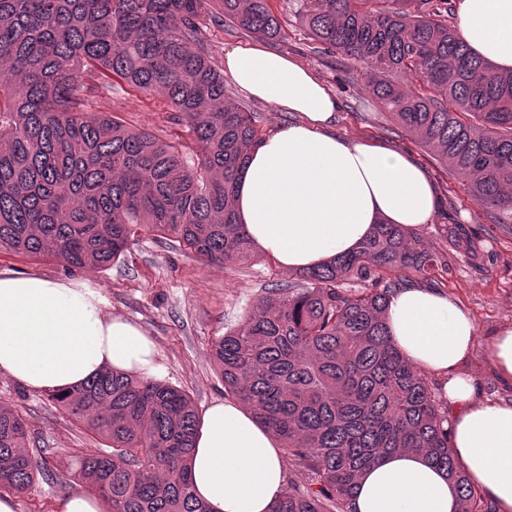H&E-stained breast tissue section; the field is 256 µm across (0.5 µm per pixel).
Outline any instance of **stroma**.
<instances>
[{
  "instance_id": "obj_1",
  "label": "stroma",
  "mask_w": 512,
  "mask_h": 512,
  "mask_svg": "<svg viewBox=\"0 0 512 512\" xmlns=\"http://www.w3.org/2000/svg\"><path fill=\"white\" fill-rule=\"evenodd\" d=\"M271 7L281 21L282 35L267 42L266 47L310 68L336 98L332 132L398 150L433 180L438 206L417 236L448 261L444 294L469 312L479 336L511 324L512 226L495 223L471 199L463 178L448 174L414 138L395 128L386 109L365 85L347 78L339 58L314 52L295 7L287 0H272ZM224 84L230 99L252 112L261 137L297 119L295 113L248 96L232 78H225ZM112 110L132 129L181 143L189 154L197 149L192 134L173 120L163 98L121 92L113 96ZM81 275L101 288L113 314L138 324L152 338L166 368L165 382L186 390L199 411L224 397V387L210 359L212 340L237 329L257 299L292 278L290 271L258 253L226 267L209 266L147 232L112 266L88 268ZM1 403L20 408L36 443L54 448L64 458L80 455L93 445L65 417L49 410L41 394L3 374ZM76 490L65 475L52 484L36 482L16 495V512H32L39 503L53 510Z\"/></svg>"
}]
</instances>
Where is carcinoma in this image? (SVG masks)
Masks as SVG:
<instances>
[{"label":"carcinoma","mask_w":512,"mask_h":512,"mask_svg":"<svg viewBox=\"0 0 512 512\" xmlns=\"http://www.w3.org/2000/svg\"><path fill=\"white\" fill-rule=\"evenodd\" d=\"M210 0H0V253L106 268L143 231L231 265L255 244L238 223L237 176L260 137L229 100L201 22ZM212 24L275 40L270 0H216ZM316 49L336 55L394 122L475 203L512 224V73L474 56L452 0H300ZM160 95L198 151L135 131L110 112L112 91ZM448 263L398 224L357 251L295 274L211 345L224 394L273 432L293 481L273 512H350L358 478L384 455L420 451L455 484L466 512H495L448 441L437 387L391 346L389 296L416 279L438 288ZM46 399L98 444L74 477L103 512H209L188 461L198 415L163 382L105 372ZM26 419L0 405V495L58 477Z\"/></svg>","instance_id":"obj_1"}]
</instances>
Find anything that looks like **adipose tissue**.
I'll use <instances>...</instances> for the list:
<instances>
[{
  "label": "adipose tissue",
  "instance_id": "1",
  "mask_svg": "<svg viewBox=\"0 0 512 512\" xmlns=\"http://www.w3.org/2000/svg\"><path fill=\"white\" fill-rule=\"evenodd\" d=\"M458 33L474 54L512 72V0H458ZM225 74L253 98L299 114L252 149L235 207L257 248L284 269L320 266L355 251L377 225L419 229L437 204L427 173L381 143L332 134L336 98L311 70L262 46L226 50ZM389 340L435 375L448 408L451 447L469 483L496 512H512V398L481 400L466 366L482 348L512 386V325L477 338L468 312L444 293L408 285L385 312ZM105 371L158 380L153 340L112 314L85 279L0 272V373L26 389L68 391ZM189 469L210 512H272L288 479L284 454L252 412L217 400L200 414ZM352 512H464L446 473L403 450L366 471Z\"/></svg>",
  "mask_w": 512,
  "mask_h": 512
}]
</instances>
